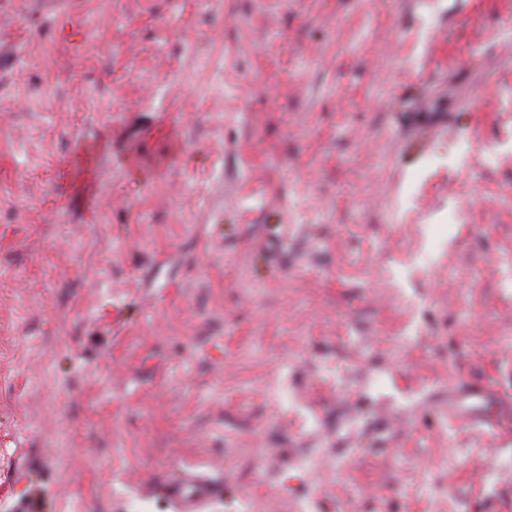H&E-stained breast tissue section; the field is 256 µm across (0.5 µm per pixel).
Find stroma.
<instances>
[{"label":"stroma","instance_id":"1","mask_svg":"<svg viewBox=\"0 0 512 512\" xmlns=\"http://www.w3.org/2000/svg\"><path fill=\"white\" fill-rule=\"evenodd\" d=\"M512 0H0V512H512ZM164 491L174 501L177 512H203L204 505L217 493L209 478L188 471L183 472L179 480L167 484Z\"/></svg>","mask_w":512,"mask_h":512}]
</instances>
